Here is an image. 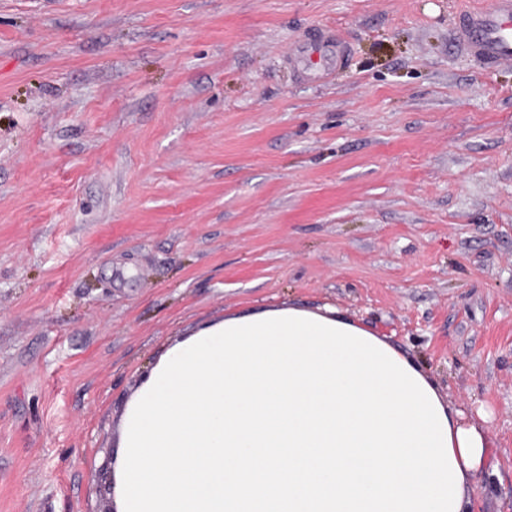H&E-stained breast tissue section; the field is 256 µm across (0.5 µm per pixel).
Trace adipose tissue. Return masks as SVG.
Here are the masks:
<instances>
[{
  "label": "adipose tissue",
  "instance_id": "1",
  "mask_svg": "<svg viewBox=\"0 0 512 512\" xmlns=\"http://www.w3.org/2000/svg\"><path fill=\"white\" fill-rule=\"evenodd\" d=\"M452 439L454 457L461 470L462 500H469L474 490V479L486 471L489 465L492 443L484 423L486 412H478L476 417H465L463 412L452 406H444Z\"/></svg>",
  "mask_w": 512,
  "mask_h": 512
}]
</instances>
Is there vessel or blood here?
I'll return each instance as SVG.
<instances>
[{"label": "vessel or blood", "mask_w": 512, "mask_h": 512, "mask_svg": "<svg viewBox=\"0 0 512 512\" xmlns=\"http://www.w3.org/2000/svg\"><path fill=\"white\" fill-rule=\"evenodd\" d=\"M456 42L465 52L487 62L512 60V0H487L464 14Z\"/></svg>", "instance_id": "vessel-or-blood-1"}]
</instances>
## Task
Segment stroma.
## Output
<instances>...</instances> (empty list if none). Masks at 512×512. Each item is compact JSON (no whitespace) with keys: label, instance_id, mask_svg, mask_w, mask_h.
<instances>
[{"label":"stroma","instance_id":"obj_1","mask_svg":"<svg viewBox=\"0 0 512 512\" xmlns=\"http://www.w3.org/2000/svg\"><path fill=\"white\" fill-rule=\"evenodd\" d=\"M481 2L0 0V512H106L159 357L288 305L488 410L472 512H512V60L455 42ZM160 359L161 357L159 358V360L155 363V365L150 369L149 373L147 374V376L144 378V380L141 382V384L139 385V387L136 389V391L131 395L130 399L127 401L126 403V406H125V409H124V412L123 414L121 415V418H120V423H119V432H118V438H117V441H116V449L114 451V454H112V448H107L105 449V457H104V461H103V464L101 465L100 467V470H99V475L101 474L102 472V475H107L106 479L109 481L108 483V486H107V491H109V494L111 495L112 493V503H113V506L116 510V512H120V509H119V505L118 503L116 502V487H117V479H116V476H117V468L118 467V461H119V458H120V450L122 449L123 445L121 446L122 444V432H123V429L122 427H124V424L123 422L125 423V415L127 414V408H129V404L131 403L130 401L133 400L137 394L140 393V390L146 386L147 388V385H146V382L151 378L152 376V372L155 373V368L157 367L158 368V364L160 362ZM121 446V447H120ZM111 464H112V482H111Z\"/></svg>","mask_w":512,"mask_h":512}]
</instances>
